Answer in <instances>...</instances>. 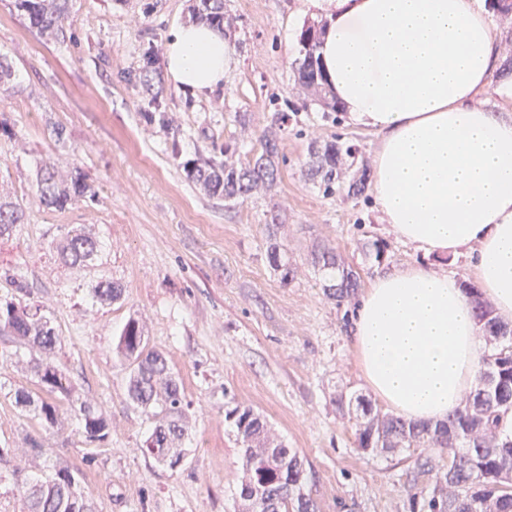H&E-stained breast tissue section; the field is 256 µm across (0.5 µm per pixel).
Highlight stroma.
Listing matches in <instances>:
<instances>
[{
  "instance_id": "1",
  "label": "stroma",
  "mask_w": 512,
  "mask_h": 512,
  "mask_svg": "<svg viewBox=\"0 0 512 512\" xmlns=\"http://www.w3.org/2000/svg\"><path fill=\"white\" fill-rule=\"evenodd\" d=\"M188 0H72L73 41H49L0 0V55L14 68L0 95V194L23 202L27 224L0 238V267H20L29 302L41 305L60 341L52 358L81 401L101 407L110 434L86 439L73 412L58 431L15 404L17 390L37 391L35 349L0 335V512H27L17 483L52 466L78 471L99 512H234L240 449L225 421L240 405L266 417L304 462L305 492L316 512H410L409 461L367 454L355 444V414L341 413L338 394H367L346 321L350 307L323 292L311 264L316 244L334 245L369 285L379 268L425 262L470 280L466 257L422 256L382 224L372 191L356 199L324 195L304 173L311 144L342 138L372 159L377 140L293 92L302 28L324 24L303 0H224L233 20L225 34L239 67L213 93L196 97L165 68L172 28L189 23ZM288 112L279 134L280 160L271 189L245 202L221 201L188 182L184 162L261 151L273 110ZM166 113L168 128L149 123ZM249 113L240 126L235 115ZM65 131L63 142L50 125ZM80 166L94 200L56 212L34 189L36 163ZM278 213V236L295 270L282 283L271 267L264 226ZM74 224L87 226L107 248L97 266L59 262L54 240ZM387 245L372 266L360 240ZM104 277L125 288L123 302L93 304L84 281ZM139 320L183 385L190 415L189 455L179 467L146 452L150 417L126 396V373L112 348L128 318Z\"/></svg>"
}]
</instances>
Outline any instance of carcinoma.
<instances>
[{"label":"carcinoma","instance_id":"obj_1","mask_svg":"<svg viewBox=\"0 0 512 512\" xmlns=\"http://www.w3.org/2000/svg\"><path fill=\"white\" fill-rule=\"evenodd\" d=\"M14 7L29 27L49 40L68 37L66 21L70 0H14ZM191 18L224 30V0H191ZM323 27L309 25L299 36L301 58L296 60L295 86L320 98L333 112L341 105L325 86L319 68V46ZM288 113L275 111L261 139L262 152L245 161L228 162L214 157L184 165L186 178L207 195L223 199H248L270 186L277 173L280 155L278 131L287 123ZM358 148L340 140L313 149L308 161L310 178L326 194L338 190L349 198L362 196L370 171L360 163L347 176L342 164L355 158ZM34 189L42 203L55 210H66L78 202L95 199V191L82 168L75 166L61 175L48 159L36 165ZM27 223L23 205L0 196V237L9 236ZM266 251L270 265L281 272V280H293V271L283 261L284 244L277 239L273 225H266ZM361 249L366 258L382 264L386 245L380 240H365ZM58 257L72 265L94 267L101 259L99 241L82 228L72 226L56 245ZM312 263L325 274V295L340 306L349 303L361 287L360 273L345 264L330 244L317 246ZM0 281L21 294L0 297V333L15 336L24 344L44 350L45 356L33 365L39 389L50 396L74 403V387L51 359L59 341L52 320L40 306L22 299L28 283L17 267H0ZM92 301L110 306L123 298L122 286L112 280H91ZM473 302L474 316L486 349L478 360L476 386L465 395L448 420L435 426L408 423L401 417L383 413L360 395H338L339 411L355 405L363 421L356 430L357 447L364 451L405 453L413 473L430 474L432 487L412 493V512H512V440L500 436L501 413L512 409V327L500 320L491 304L482 298L473 283L463 284ZM113 353L128 370L126 395L153 420L145 440L148 455L171 469L180 466L188 455L183 442L189 435L182 381L168 365L163 352L150 345L139 322L130 318L122 327ZM15 403L37 412L49 431L58 429L62 412L55 402L36 400L25 390L15 393ZM93 440H103L110 431L106 413L84 403L73 408ZM241 444L242 476L235 493V512H316L313 500L304 492L305 469L297 452L273 432L266 418L250 407L236 406L225 411ZM452 464H442L443 455ZM17 492L30 503V512H96L84 493L81 481L66 467L17 485Z\"/></svg>","mask_w":512,"mask_h":512}]
</instances>
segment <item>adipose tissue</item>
<instances>
[{
  "mask_svg": "<svg viewBox=\"0 0 512 512\" xmlns=\"http://www.w3.org/2000/svg\"><path fill=\"white\" fill-rule=\"evenodd\" d=\"M330 27L327 84L355 125L378 137L381 223L426 256H466L479 289L512 320V87L495 109L479 93L498 65L485 0H307ZM170 77L200 96L238 64L223 33L171 30ZM370 392L404 419H447L473 389L481 341L458 280L420 263L377 275L351 314Z\"/></svg>",
  "mask_w": 512,
  "mask_h": 512,
  "instance_id": "ef3b65f1",
  "label": "adipose tissue"
}]
</instances>
